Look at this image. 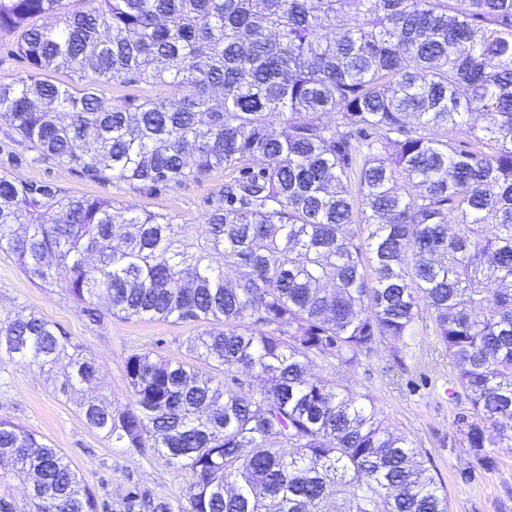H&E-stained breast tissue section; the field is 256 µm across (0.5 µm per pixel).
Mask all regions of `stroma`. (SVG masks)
I'll use <instances>...</instances> for the list:
<instances>
[{"label": "stroma", "instance_id": "35a3bbf8", "mask_svg": "<svg viewBox=\"0 0 512 512\" xmlns=\"http://www.w3.org/2000/svg\"><path fill=\"white\" fill-rule=\"evenodd\" d=\"M0 173L33 184H51L77 197H108L116 207L148 209L177 216L180 223L201 226L209 200L223 188V171L202 182L173 184L153 193L112 180L93 181L68 166L38 160L37 153L0 124ZM36 312L55 323L73 343L94 357L100 378L92 392L68 394L58 389L63 365L42 371L19 361L0 362V417L35 431L60 449L82 482L103 506L102 512H124L127 491L180 499L186 482L166 459L113 447L103 433L87 427L80 405L86 395L125 404L128 385L125 361L137 351L197 364L190 340L200 327L158 319L125 320L108 317L89 322L80 305L48 293L30 281L13 255L0 251V314ZM405 368L395 367L388 351L373 356L368 366L340 373L344 384L369 392L399 430L417 440L431 458L444 483L451 512H512V448L497 454L494 468L473 467L467 443L453 425L460 407L443 393L451 366L425 335L410 339Z\"/></svg>", "mask_w": 512, "mask_h": 512}]
</instances>
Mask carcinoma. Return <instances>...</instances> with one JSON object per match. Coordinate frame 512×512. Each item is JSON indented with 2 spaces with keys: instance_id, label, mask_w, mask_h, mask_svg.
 I'll return each mask as SVG.
<instances>
[{
  "instance_id": "obj_1",
  "label": "carcinoma",
  "mask_w": 512,
  "mask_h": 512,
  "mask_svg": "<svg viewBox=\"0 0 512 512\" xmlns=\"http://www.w3.org/2000/svg\"><path fill=\"white\" fill-rule=\"evenodd\" d=\"M74 2L0 0L29 67L0 82V120L90 180L228 177L200 233L0 174V250L29 279L93 322L202 326L210 371L135 352L128 402L81 407L185 476V500L131 492L127 512H450L418 442L314 367L350 372L429 329L473 458L512 443V0ZM112 83L175 93L114 105ZM3 357L67 361L64 393L98 380L33 312L0 318ZM5 462L0 512H98L58 449L0 418Z\"/></svg>"
}]
</instances>
